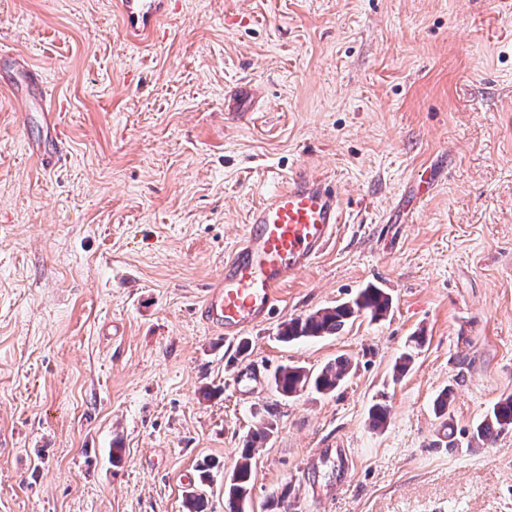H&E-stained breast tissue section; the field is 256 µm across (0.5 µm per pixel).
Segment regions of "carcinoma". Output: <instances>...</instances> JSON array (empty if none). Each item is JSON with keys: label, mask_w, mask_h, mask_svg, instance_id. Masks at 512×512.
I'll return each instance as SVG.
<instances>
[{"label": "carcinoma", "mask_w": 512, "mask_h": 512, "mask_svg": "<svg viewBox=\"0 0 512 512\" xmlns=\"http://www.w3.org/2000/svg\"><path fill=\"white\" fill-rule=\"evenodd\" d=\"M391 310V299L386 292L375 286H369L351 301L334 307L319 309L305 317H297L285 323L279 333V341L292 343L307 339L332 335L341 330L356 314L365 312L374 320L382 319ZM425 343L422 335L410 337V344L399 356L394 366L395 376L404 375L412 366L415 354ZM352 371V360L338 357L313 374L296 365H282L274 374L276 390L283 395L292 396L308 387L320 392H333L339 388ZM450 391H442L434 402L437 417L442 419L441 429L448 438V447H458L455 426L449 411ZM389 408L377 403L369 411L370 424L379 429L387 422ZM512 430V395L500 398L472 431L471 440L493 442L500 434ZM273 433V424L261 423L247 435L244 447L232 471V478L224 485V512H245L251 497L253 480V450L265 443Z\"/></svg>", "instance_id": "obj_1"}]
</instances>
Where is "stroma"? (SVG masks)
<instances>
[{
	"label": "stroma",
	"mask_w": 512,
	"mask_h": 512,
	"mask_svg": "<svg viewBox=\"0 0 512 512\" xmlns=\"http://www.w3.org/2000/svg\"><path fill=\"white\" fill-rule=\"evenodd\" d=\"M112 2L0 0V512H186L191 490L224 512L268 420L247 512L282 491L288 512H512V431L468 444L512 395V0H172L138 44ZM242 81L259 93L227 111ZM58 134L51 170L38 150ZM426 166L436 186L412 198ZM297 173L335 184L336 240L224 338L204 291ZM370 285L384 319L278 341ZM342 354L336 392L276 391L278 366ZM446 388L456 448L433 410ZM410 344L407 349L399 356L394 366V373L396 377L404 375L412 366L415 360V354L422 348L425 343V336L422 334L410 337ZM272 433L273 424L267 422L255 426L247 435L232 478L224 485V512H245L252 491L253 450L256 445L265 443Z\"/></svg>",
	"instance_id": "stroma-1"
}]
</instances>
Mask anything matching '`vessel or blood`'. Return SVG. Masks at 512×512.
<instances>
[{
  "mask_svg": "<svg viewBox=\"0 0 512 512\" xmlns=\"http://www.w3.org/2000/svg\"><path fill=\"white\" fill-rule=\"evenodd\" d=\"M168 0H118L125 32L151 35ZM341 199L328 180L295 175L254 206L244 234L224 259L223 276L206 290L203 320L231 337L268 320L288 276L312 264L336 236Z\"/></svg>",
  "mask_w": 512,
  "mask_h": 512,
  "instance_id": "1",
  "label": "vessel or blood"
}]
</instances>
